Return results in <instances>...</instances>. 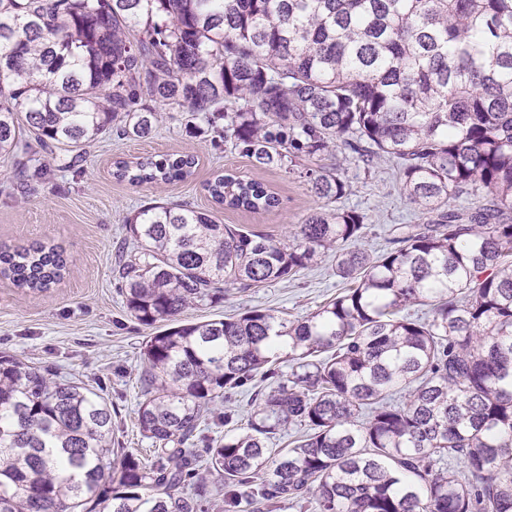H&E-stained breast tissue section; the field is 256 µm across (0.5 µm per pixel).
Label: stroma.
Returning a JSON list of instances; mask_svg holds the SVG:
<instances>
[{"label": "stroma", "mask_w": 512, "mask_h": 512, "mask_svg": "<svg viewBox=\"0 0 512 512\" xmlns=\"http://www.w3.org/2000/svg\"><path fill=\"white\" fill-rule=\"evenodd\" d=\"M184 114L160 113L149 138L128 140L101 134L75 166L61 154H42L46 179L19 188L12 159L0 157V246L48 243L69 258L64 278L42 293L16 288L0 278V352L52 367L63 379L81 380L112 406V445L152 458L153 444L138 425L141 351L151 327L128 313L116 276L118 252L136 251L125 221L141 206L159 199L212 211L219 223L284 236L293 225L322 207L299 171L262 169L231 145L215 144L213 131L193 135ZM191 153L197 159L191 179L177 184L133 186L112 176L118 158ZM221 170L266 184L280 200L270 211L214 207L204 186ZM349 183L341 208L369 218L364 247L380 251L397 224L422 218L405 198L395 164L380 160L370 168L355 158L341 164ZM343 288L333 259L326 258L292 281H276L224 302L188 308L183 321L220 319L258 307L303 320Z\"/></svg>", "instance_id": "obj_1"}]
</instances>
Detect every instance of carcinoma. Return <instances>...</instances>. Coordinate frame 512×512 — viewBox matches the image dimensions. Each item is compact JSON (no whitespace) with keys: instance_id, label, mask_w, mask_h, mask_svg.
Here are the masks:
<instances>
[{"instance_id":"cac0c4a2","label":"carcinoma","mask_w":512,"mask_h":512,"mask_svg":"<svg viewBox=\"0 0 512 512\" xmlns=\"http://www.w3.org/2000/svg\"><path fill=\"white\" fill-rule=\"evenodd\" d=\"M0 80V155L21 151L24 183L47 174L35 144L145 139L173 109L258 166L318 161L305 176L334 204L283 238L179 203L127 218L126 309L165 324L141 353L153 458L112 448V407L84 383L0 353V512H512V0H0ZM337 150L395 161L426 223L359 246L368 217L336 205ZM195 165L138 157L113 177L170 184ZM205 190L279 205L233 173ZM464 195L478 204L452 206ZM327 255L344 291L302 321L180 319ZM66 268L54 246L0 250V275L33 292ZM258 380L246 426L192 447ZM290 426L293 447H271Z\"/></svg>"}]
</instances>
